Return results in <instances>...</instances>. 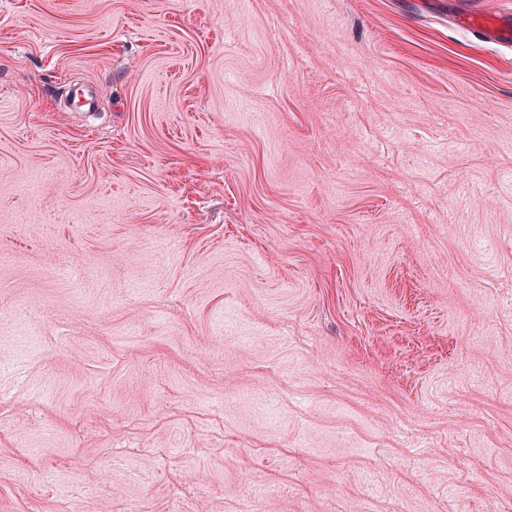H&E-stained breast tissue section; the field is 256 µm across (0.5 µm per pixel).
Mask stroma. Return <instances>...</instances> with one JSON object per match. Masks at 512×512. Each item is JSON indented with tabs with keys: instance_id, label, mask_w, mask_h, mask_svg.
<instances>
[{
	"instance_id": "obj_1",
	"label": "stroma",
	"mask_w": 512,
	"mask_h": 512,
	"mask_svg": "<svg viewBox=\"0 0 512 512\" xmlns=\"http://www.w3.org/2000/svg\"><path fill=\"white\" fill-rule=\"evenodd\" d=\"M507 13L0 0V512H512ZM470 28L478 32H492L494 37L500 42L509 43L512 41V19L494 20L490 25L479 23L478 21H470Z\"/></svg>"
}]
</instances>
